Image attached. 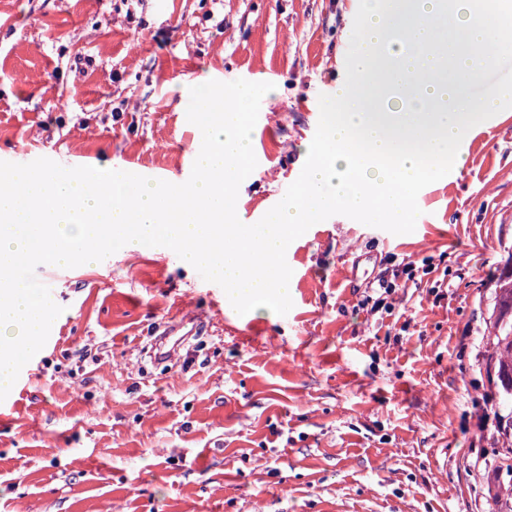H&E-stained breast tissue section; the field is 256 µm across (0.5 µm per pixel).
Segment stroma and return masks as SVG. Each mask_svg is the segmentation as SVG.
Here are the masks:
<instances>
[{
  "instance_id": "35a3bbf8",
  "label": "stroma",
  "mask_w": 512,
  "mask_h": 512,
  "mask_svg": "<svg viewBox=\"0 0 512 512\" xmlns=\"http://www.w3.org/2000/svg\"><path fill=\"white\" fill-rule=\"evenodd\" d=\"M354 17V0H0V161L187 181L190 87L261 74L277 92L237 199L260 220L302 171ZM463 142L412 233L338 214L299 237L283 316L237 314L166 247L45 271L63 312L0 416V512H494L512 108ZM382 278L399 287L375 310ZM183 324L153 363L146 345Z\"/></svg>"
}]
</instances>
